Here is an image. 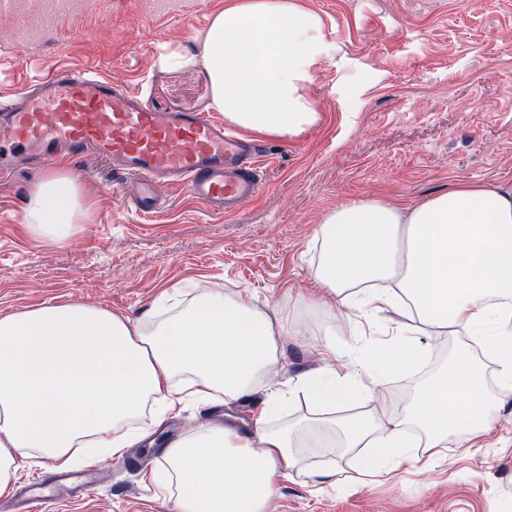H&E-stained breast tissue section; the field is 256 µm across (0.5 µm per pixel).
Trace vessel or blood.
Here are the masks:
<instances>
[{
    "mask_svg": "<svg viewBox=\"0 0 512 512\" xmlns=\"http://www.w3.org/2000/svg\"><path fill=\"white\" fill-rule=\"evenodd\" d=\"M107 161L128 202L148 215L161 185L180 183L210 211L232 214L262 191V146L228 131L205 112L161 111L96 69L59 68L0 101V169L12 159L56 163L60 153ZM91 476L55 472L13 497L15 512L54 500L68 485L88 490Z\"/></svg>",
    "mask_w": 512,
    "mask_h": 512,
    "instance_id": "vessel-or-blood-1",
    "label": "vessel or blood"
}]
</instances>
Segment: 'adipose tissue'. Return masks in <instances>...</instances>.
Listing matches in <instances>:
<instances>
[{
	"label": "adipose tissue",
	"mask_w": 512,
	"mask_h": 512,
	"mask_svg": "<svg viewBox=\"0 0 512 512\" xmlns=\"http://www.w3.org/2000/svg\"><path fill=\"white\" fill-rule=\"evenodd\" d=\"M323 28L295 0H232L212 17L202 55L177 46L160 63L202 67L213 109L232 125L294 137L319 120L305 87L327 51ZM88 218L80 179L67 170L40 181L25 209L32 232L50 242L70 239ZM314 242L311 276L352 310L353 329L389 307L404 309L407 323L388 341L345 350L330 341L335 325L318 328L324 374L283 381L251 432L211 425L172 443L155 479L176 487L178 512H267L314 448L370 449L360 466L368 477L450 442L470 452L512 395V185H454L411 208L345 204ZM296 328L224 289L162 295L137 322L68 303L0 316V495L19 457L90 464L92 449L135 447L145 409L162 415L184 393L222 403L248 396L279 360L277 337ZM426 328L452 340L456 355L418 382L402 412L272 424L276 408L302 398L322 409L373 397L424 359L415 337ZM474 339L496 362L495 385L471 355Z\"/></svg>",
	"instance_id": "adipose-tissue-1"
}]
</instances>
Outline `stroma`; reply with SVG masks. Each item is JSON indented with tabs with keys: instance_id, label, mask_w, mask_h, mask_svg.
I'll return each instance as SVG.
<instances>
[{
	"instance_id": "35a3bbf8",
	"label": "stroma",
	"mask_w": 512,
	"mask_h": 512,
	"mask_svg": "<svg viewBox=\"0 0 512 512\" xmlns=\"http://www.w3.org/2000/svg\"><path fill=\"white\" fill-rule=\"evenodd\" d=\"M69 17L39 7L0 12V98L63 67H101L165 110L207 112L201 67L167 69L159 46L196 52L229 0H75ZM324 20L335 52L317 65L306 93L318 123L288 139L262 137L268 186L233 215L217 214L180 184L161 187L162 206L130 210L106 161L71 159L90 205L87 224L62 243L33 235L25 208L45 175L28 162L0 173V316L44 304L93 305L141 320L163 293L186 283L286 305L303 329L281 337L284 353L261 393L225 404L243 419L280 382L326 366L313 330L336 325L338 347L354 343L349 310L310 275L309 245L337 207L355 200L420 204L461 183H512V0H296ZM211 404L186 399L162 419L163 434L188 435L218 421ZM359 448H318L309 468L280 483L267 512H512V398L476 452L439 449L389 478L336 488L313 468L352 473ZM88 494H63L35 512H178L152 467L123 470L102 459Z\"/></svg>"
}]
</instances>
